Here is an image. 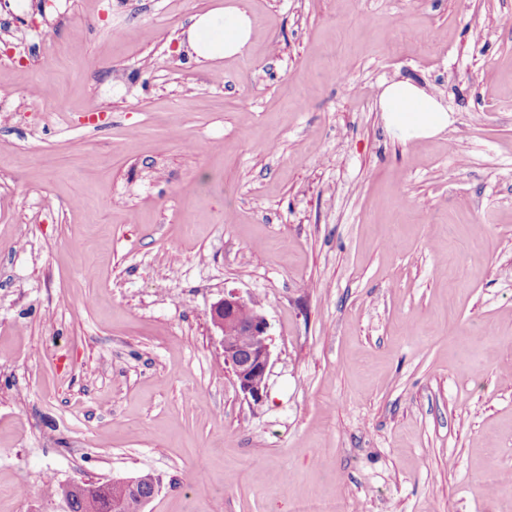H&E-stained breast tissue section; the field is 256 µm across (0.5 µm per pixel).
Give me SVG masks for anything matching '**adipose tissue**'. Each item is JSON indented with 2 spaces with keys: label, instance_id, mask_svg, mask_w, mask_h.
<instances>
[{
  "label": "adipose tissue",
  "instance_id": "1",
  "mask_svg": "<svg viewBox=\"0 0 512 512\" xmlns=\"http://www.w3.org/2000/svg\"><path fill=\"white\" fill-rule=\"evenodd\" d=\"M252 34V17L237 5L228 4L194 15L187 42L198 56L226 59L239 55ZM380 108L387 128L403 140L430 137L448 125V114L436 97L409 81L388 85Z\"/></svg>",
  "mask_w": 512,
  "mask_h": 512
}]
</instances>
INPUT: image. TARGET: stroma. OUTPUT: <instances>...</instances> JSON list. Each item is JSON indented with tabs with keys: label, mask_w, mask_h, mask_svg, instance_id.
<instances>
[{
	"label": "stroma",
	"mask_w": 512,
	"mask_h": 512,
	"mask_svg": "<svg viewBox=\"0 0 512 512\" xmlns=\"http://www.w3.org/2000/svg\"><path fill=\"white\" fill-rule=\"evenodd\" d=\"M237 2L208 60L225 0H9L0 512L142 472L145 512H512V0ZM398 80L447 128L395 137ZM228 289L270 323L257 402ZM191 20L187 35L189 49L208 59L239 55L253 34L252 17L234 4L194 15ZM253 305L252 298L237 290L225 291L224 299L211 309V321L222 333L224 366L231 369L241 392L257 402L266 389L272 336L266 316ZM252 306L251 316L243 319L241 311Z\"/></svg>",
	"instance_id": "1"
}]
</instances>
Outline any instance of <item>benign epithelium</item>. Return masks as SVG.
<instances>
[{"mask_svg": "<svg viewBox=\"0 0 512 512\" xmlns=\"http://www.w3.org/2000/svg\"><path fill=\"white\" fill-rule=\"evenodd\" d=\"M211 321L222 333L224 366L231 369L241 392L259 401L266 389L271 360L272 336L266 316L254 307L253 299L231 289L211 309ZM119 484L136 498L138 512H143L158 492L156 480L149 490L143 489L135 477L121 479Z\"/></svg>", "mask_w": 512, "mask_h": 512, "instance_id": "1", "label": "benign epithelium"}]
</instances>
